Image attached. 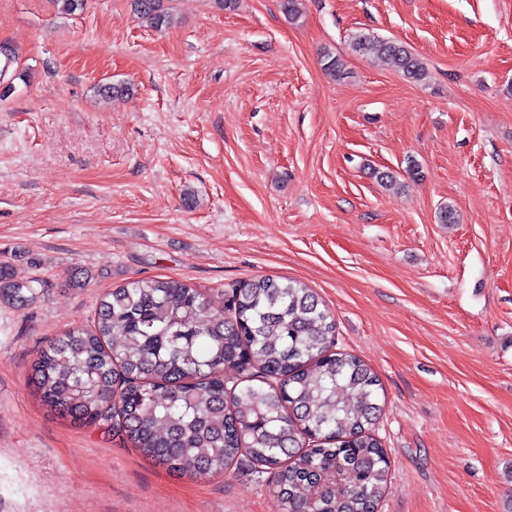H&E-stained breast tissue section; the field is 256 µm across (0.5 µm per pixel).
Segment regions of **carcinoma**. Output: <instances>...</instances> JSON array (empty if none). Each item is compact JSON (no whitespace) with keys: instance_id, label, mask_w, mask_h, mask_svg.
Segmentation results:
<instances>
[{"instance_id":"obj_1","label":"carcinoma","mask_w":512,"mask_h":512,"mask_svg":"<svg viewBox=\"0 0 512 512\" xmlns=\"http://www.w3.org/2000/svg\"><path fill=\"white\" fill-rule=\"evenodd\" d=\"M156 30L165 0H130ZM355 52L413 81L426 68L403 43L360 34ZM324 71L345 72L326 52ZM33 281L0 266V299L34 302ZM336 323L310 289L264 277L217 306L180 280L112 289L94 324L49 342L31 365L35 392L78 426L110 424L176 475L265 469L288 512H375L389 463L373 434L379 380L333 350Z\"/></svg>"}]
</instances>
